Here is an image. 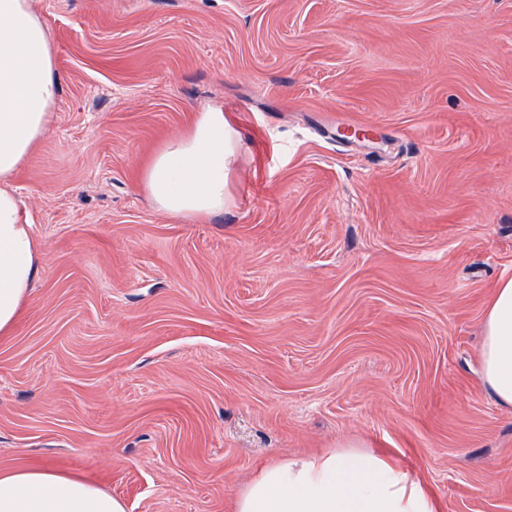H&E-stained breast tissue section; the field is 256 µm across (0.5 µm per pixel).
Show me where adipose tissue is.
Segmentation results:
<instances>
[{
    "mask_svg": "<svg viewBox=\"0 0 512 512\" xmlns=\"http://www.w3.org/2000/svg\"><path fill=\"white\" fill-rule=\"evenodd\" d=\"M52 35L32 0H0V339L10 336L41 275L39 243L12 186L48 132L61 82ZM237 135L223 109L195 112L143 166L137 186L185 220L223 212ZM482 383L512 407V278L496 282L479 347ZM0 512H126L124 503L53 464L0 473ZM234 512H439L421 481L384 456L346 443L305 460L263 466Z\"/></svg>",
    "mask_w": 512,
    "mask_h": 512,
    "instance_id": "adipose-tissue-1",
    "label": "adipose tissue"
}]
</instances>
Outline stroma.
I'll use <instances>...</instances> for the list:
<instances>
[{"instance_id":"1","label":"stroma","mask_w":512,"mask_h":512,"mask_svg":"<svg viewBox=\"0 0 512 512\" xmlns=\"http://www.w3.org/2000/svg\"><path fill=\"white\" fill-rule=\"evenodd\" d=\"M61 93L14 178L41 278L0 340V471L127 512H232L264 464L362 442L441 512H512L479 375L512 278V0H34ZM222 213L136 185L193 112Z\"/></svg>"}]
</instances>
